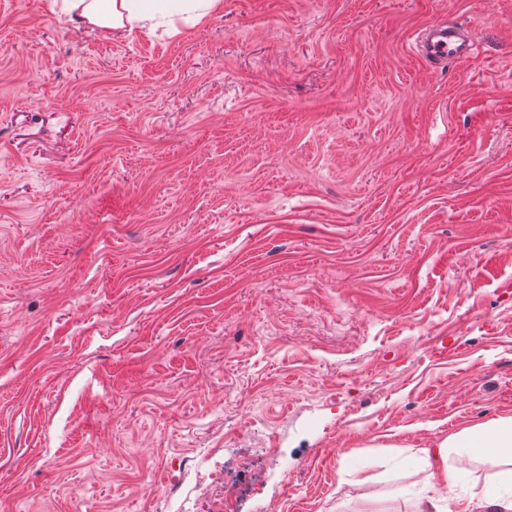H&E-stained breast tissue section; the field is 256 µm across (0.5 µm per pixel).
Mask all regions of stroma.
I'll return each instance as SVG.
<instances>
[{
  "mask_svg": "<svg viewBox=\"0 0 512 512\" xmlns=\"http://www.w3.org/2000/svg\"><path fill=\"white\" fill-rule=\"evenodd\" d=\"M50 2L0 0V512H422L512 417V0ZM59 10L87 25L119 28L129 25L132 30L136 24L146 20L171 15L176 10H202L192 17L200 22L219 7L220 0H52L50 8ZM452 28L447 22L425 28V38L421 45L422 56L428 60L446 63L448 60L461 59L474 53L473 44L459 43L451 31Z\"/></svg>",
  "mask_w": 512,
  "mask_h": 512,
  "instance_id": "35a3bbf8",
  "label": "stroma"
}]
</instances>
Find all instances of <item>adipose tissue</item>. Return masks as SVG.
<instances>
[{
  "label": "adipose tissue",
  "instance_id": "ef3b65f1",
  "mask_svg": "<svg viewBox=\"0 0 512 512\" xmlns=\"http://www.w3.org/2000/svg\"><path fill=\"white\" fill-rule=\"evenodd\" d=\"M220 0H60L59 10L91 26L119 28L171 15L174 11L210 14ZM474 459L492 472L491 481L469 498L459 500L455 512H512V417H503L449 435L438 447L424 451L432 480L425 490L431 502L442 501V489L462 481L461 471L448 463L450 453Z\"/></svg>",
  "mask_w": 512,
  "mask_h": 512
}]
</instances>
